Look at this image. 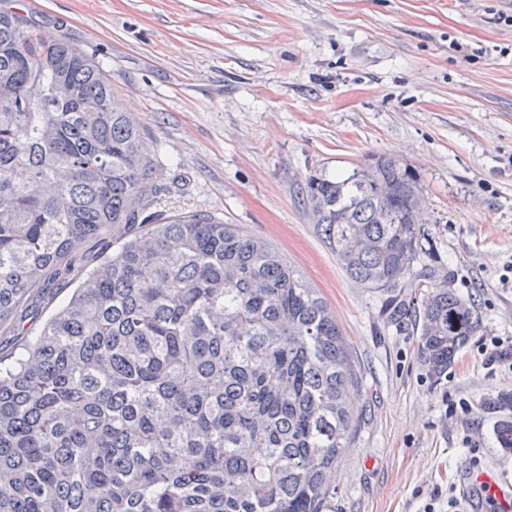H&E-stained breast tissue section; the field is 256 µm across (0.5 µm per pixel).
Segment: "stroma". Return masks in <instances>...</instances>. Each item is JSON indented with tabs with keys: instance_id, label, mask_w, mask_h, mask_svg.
I'll use <instances>...</instances> for the list:
<instances>
[{
	"instance_id": "35a3bbf8",
	"label": "stroma",
	"mask_w": 512,
	"mask_h": 512,
	"mask_svg": "<svg viewBox=\"0 0 512 512\" xmlns=\"http://www.w3.org/2000/svg\"><path fill=\"white\" fill-rule=\"evenodd\" d=\"M61 33L111 75L159 164L163 215L202 212L276 248L335 315L363 396L339 460L333 512H493L465 477L471 457L512 474L488 399L512 393L474 343L432 377L420 324L325 245L303 187L377 156L413 171L435 274L473 306L484 336L512 338V0H39ZM71 285L35 291L10 359ZM478 444L470 454L465 440Z\"/></svg>"
}]
</instances>
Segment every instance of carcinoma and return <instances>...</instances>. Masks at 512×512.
I'll return each instance as SVG.
<instances>
[{
  "label": "carcinoma",
  "instance_id": "1",
  "mask_svg": "<svg viewBox=\"0 0 512 512\" xmlns=\"http://www.w3.org/2000/svg\"><path fill=\"white\" fill-rule=\"evenodd\" d=\"M0 6V325L76 287L0 362V512H328L361 396L335 315L269 243L161 217L156 156L105 67ZM305 195L350 278L386 296L432 272L411 170L379 156ZM143 227L138 234L130 233ZM124 238L91 269L78 245ZM438 377L480 327L448 288L418 309ZM512 451V420L497 427Z\"/></svg>",
  "mask_w": 512,
  "mask_h": 512
}]
</instances>
